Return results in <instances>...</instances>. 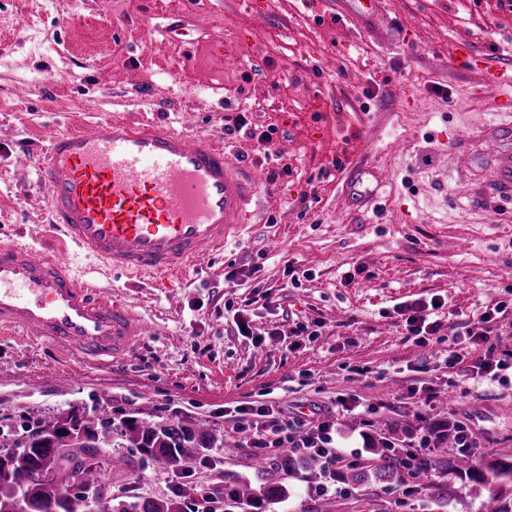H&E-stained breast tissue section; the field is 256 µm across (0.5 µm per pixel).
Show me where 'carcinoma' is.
<instances>
[{
    "label": "carcinoma",
    "mask_w": 512,
    "mask_h": 512,
    "mask_svg": "<svg viewBox=\"0 0 512 512\" xmlns=\"http://www.w3.org/2000/svg\"><path fill=\"white\" fill-rule=\"evenodd\" d=\"M115 435L146 452L160 470L188 472L205 464L212 449L224 447V439L215 432L183 422L145 425L83 411L56 420L32 421L22 434L11 435V443L0 445V512H181V503L169 496L126 501L105 494L98 484L95 462L74 453L65 465L76 475L79 491L70 493L52 483H23L31 468L57 467V449L77 444L109 448ZM459 443L458 432L452 431L436 440L429 456L414 454L411 448L378 433L370 437L364 461L336 468L334 478L344 489L400 488L434 470L448 480L434 486L420 483L411 492H432L440 508L464 492L481 499L482 512H512V454H490L478 463ZM302 470L311 478L328 474L320 456L290 455L281 460L276 472L262 469L257 473L260 487L241 480L224 488L225 497L242 512H260L263 502L283 496L285 483Z\"/></svg>",
    "instance_id": "cac0c4a2"
}]
</instances>
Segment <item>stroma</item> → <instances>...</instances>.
Segmentation results:
<instances>
[{
    "label": "stroma",
    "instance_id": "obj_1",
    "mask_svg": "<svg viewBox=\"0 0 512 512\" xmlns=\"http://www.w3.org/2000/svg\"><path fill=\"white\" fill-rule=\"evenodd\" d=\"M381 9L379 25L360 30L336 0H76L63 28L54 0H0V243L54 238L37 154L51 131L115 114L174 120L238 150L257 165L264 201L237 243L175 281H131L68 252L75 275L123 293L156 333L129 360L99 370L60 365L54 348L0 332V427L98 409L216 429L223 448L190 474L156 470L135 448L125 466L101 464L102 486L124 500L184 483L183 512H203L207 493L288 456L286 446L254 448L229 419L248 403L304 420L319 409L336 447L359 456L365 432L399 419L407 444L451 421L475 458L512 453L504 410L512 385L448 367L453 345H416L395 311L441 298L449 335L484 306L512 299V188L491 179L512 159V112L498 111L495 88L472 96L475 74L451 58L468 40L489 64L511 62L512 10H490L487 0H448L444 12L381 0ZM219 33L232 41L235 65L211 48ZM240 112L249 127L271 130L268 146L225 135L226 117ZM322 113L352 123L322 135ZM374 166L389 174L380 202L345 197V181ZM271 238L283 249H268ZM241 309L262 346L239 335L232 316ZM297 322L316 336L293 337ZM419 384L434 391L424 408L408 393ZM341 396L355 410L344 411ZM343 498L345 512L480 509L471 497L439 508L401 489Z\"/></svg>",
    "mask_w": 512,
    "mask_h": 512
}]
</instances>
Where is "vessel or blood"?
Wrapping results in <instances>:
<instances>
[{"label": "vessel or blood", "mask_w": 512, "mask_h": 512, "mask_svg": "<svg viewBox=\"0 0 512 512\" xmlns=\"http://www.w3.org/2000/svg\"><path fill=\"white\" fill-rule=\"evenodd\" d=\"M350 20L374 21L379 0H343ZM458 68L478 73L474 94L497 87L512 112V69L486 63L458 43ZM386 174L350 183L349 194L377 201ZM50 224L85 257L132 276L165 277L224 248L251 223L255 171L206 139L114 117L53 133L37 169ZM0 329L91 368L137 350L152 325L119 297L72 276L53 250L0 244Z\"/></svg>", "instance_id": "1"}]
</instances>
